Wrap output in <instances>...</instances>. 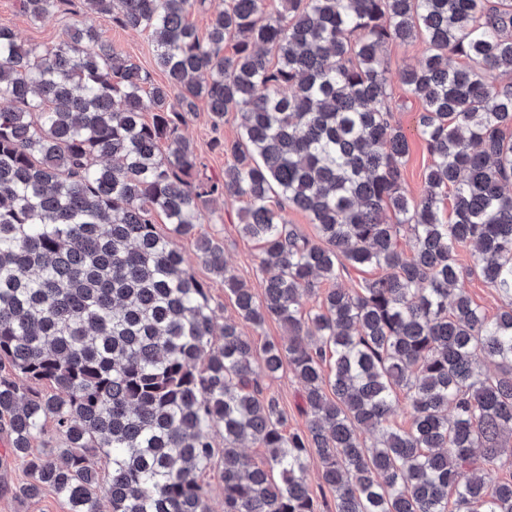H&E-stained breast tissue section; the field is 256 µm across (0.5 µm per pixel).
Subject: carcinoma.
I'll return each instance as SVG.
<instances>
[{
	"label": "carcinoma",
	"mask_w": 512,
	"mask_h": 512,
	"mask_svg": "<svg viewBox=\"0 0 512 512\" xmlns=\"http://www.w3.org/2000/svg\"><path fill=\"white\" fill-rule=\"evenodd\" d=\"M67 2L19 8L44 21ZM199 2L86 0L154 37L166 82L148 91L93 24L46 46L0 23V430L27 476L16 494L102 512L103 486L111 512H212L216 464L224 512H318L313 451L336 512H512V81L491 80L512 77V0H229L204 37L187 21ZM417 38L427 56L398 73L432 159L414 198L381 51ZM199 99L214 123L239 119L218 181L180 134ZM224 197L244 201L240 230L272 271L259 300L198 231ZM173 237L194 239L234 297L220 344ZM347 264L381 274L344 288ZM474 276L507 299L493 317ZM321 279L334 286L309 309ZM268 320L288 342L259 348L239 326ZM286 366L305 432L285 431L260 385ZM49 425L60 461L32 451Z\"/></svg>",
	"instance_id": "obj_1"
}]
</instances>
